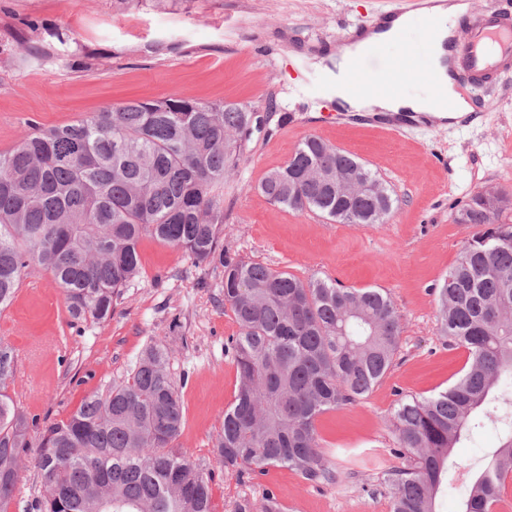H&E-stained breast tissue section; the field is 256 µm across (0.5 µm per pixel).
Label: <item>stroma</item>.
I'll return each instance as SVG.
<instances>
[{
  "mask_svg": "<svg viewBox=\"0 0 512 512\" xmlns=\"http://www.w3.org/2000/svg\"><path fill=\"white\" fill-rule=\"evenodd\" d=\"M409 0H0V151L33 126L63 125L112 105L190 93L209 103L245 104L262 119L243 143V159L224 180L225 253L299 277L335 279L347 288H381L401 317L402 334L386 375L357 403L316 423L336 485L312 486L281 467L265 475L215 466V512L250 502L263 512L273 493L283 512H389L385 472L392 455L390 416L399 395L428 397L462 374L468 353L439 332L432 286L455 264L472 229L453 214L481 189L512 195V73L480 99L463 126H422L390 134L343 120L320 100L313 58L335 52L353 29L374 27ZM426 23L399 47L364 61L362 74L406 68L403 92L424 90L419 75ZM67 31L78 57L52 51ZM41 47L22 56L17 42ZM316 136L365 163L387 183L395 204L386 223L339 224L270 202L259 185L297 146ZM141 274L99 324L70 325L62 291L43 271L28 275L0 312V339L15 350L7 392L28 415L59 420L88 394L121 379L152 341L172 354L185 425L176 442L191 460H213V442L232 402L236 367L224 346L238 326L224 305L222 269L195 264L152 238L139 246ZM493 431L453 448L448 479L471 481Z\"/></svg>",
  "mask_w": 512,
  "mask_h": 512,
  "instance_id": "35a3bbf8",
  "label": "stroma"
}]
</instances>
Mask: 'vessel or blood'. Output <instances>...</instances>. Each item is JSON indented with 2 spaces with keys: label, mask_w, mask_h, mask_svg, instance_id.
<instances>
[{
  "label": "vessel or blood",
  "mask_w": 512,
  "mask_h": 512,
  "mask_svg": "<svg viewBox=\"0 0 512 512\" xmlns=\"http://www.w3.org/2000/svg\"><path fill=\"white\" fill-rule=\"evenodd\" d=\"M467 29V37H451L448 44L453 63L468 74L460 91L472 101L494 83L499 73L512 70V12L474 15ZM371 120L397 133L421 122L422 117L412 112L375 113Z\"/></svg>",
  "instance_id": "1"
}]
</instances>
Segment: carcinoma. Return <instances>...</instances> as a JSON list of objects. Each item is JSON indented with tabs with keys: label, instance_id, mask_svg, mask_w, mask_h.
<instances>
[{
	"label": "carcinoma",
	"instance_id": "obj_1",
	"mask_svg": "<svg viewBox=\"0 0 512 512\" xmlns=\"http://www.w3.org/2000/svg\"><path fill=\"white\" fill-rule=\"evenodd\" d=\"M255 113L190 95L128 101L89 117L33 128L0 152V308L41 270L61 288L71 324L112 317L141 271L151 237L224 271V305L238 333L227 341L237 368L233 402L213 445L226 469L262 475L287 467L313 484H335L317 418L356 402L388 372L402 327L388 294L300 278L224 255V178L242 161ZM377 182L384 195L336 197V174ZM261 190L292 211L334 221L351 205L362 224H383L394 199L363 163L310 136ZM512 207L475 193L457 224L474 232L438 293L448 345L468 352L463 374L429 397L402 396L391 424L386 471L392 512H437L452 449L487 427L499 446L461 496L459 512H489L512 474ZM14 349L0 342V512L18 504L23 454L38 437L42 492L23 512H214L213 471L174 448L184 425L170 352L147 345L127 376L86 397L66 418L39 426L7 393Z\"/></svg>",
	"mask_w": 512,
	"mask_h": 512
}]
</instances>
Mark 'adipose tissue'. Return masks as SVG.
Here are the masks:
<instances>
[{"mask_svg": "<svg viewBox=\"0 0 512 512\" xmlns=\"http://www.w3.org/2000/svg\"><path fill=\"white\" fill-rule=\"evenodd\" d=\"M467 9L466 0H449L448 5L435 7L429 14L424 52L430 61V75L425 94L407 96L392 88L358 96L351 94L347 88L345 64L348 60L363 57L366 43L343 46L336 56L321 59L324 70L336 72L338 106L350 112H416L443 120L463 115L468 104L456 94L454 82L448 75L444 42L455 18Z\"/></svg>", "mask_w": 512, "mask_h": 512, "instance_id": "obj_1", "label": "adipose tissue"}]
</instances>
